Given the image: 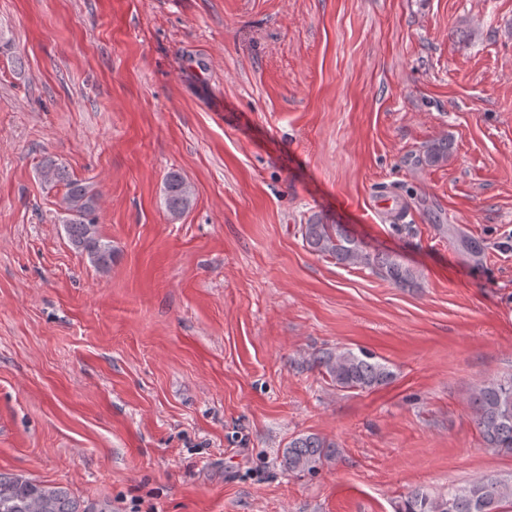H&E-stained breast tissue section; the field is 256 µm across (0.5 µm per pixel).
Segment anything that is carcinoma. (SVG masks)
Returning <instances> with one entry per match:
<instances>
[{
    "label": "carcinoma",
    "mask_w": 512,
    "mask_h": 512,
    "mask_svg": "<svg viewBox=\"0 0 512 512\" xmlns=\"http://www.w3.org/2000/svg\"><path fill=\"white\" fill-rule=\"evenodd\" d=\"M453 143L446 137L425 144L420 162L436 166L448 160ZM47 183L61 184L65 192L61 223L71 245L85 254L100 273L108 272L115 258L112 244L98 231L97 195L84 182L70 176L54 159L41 166ZM162 201L172 217H179L194 202L191 184L178 171L164 181ZM302 240L313 253L344 267L369 269L378 278L399 288H416L419 274L395 252L374 251L342 224L313 219L300 228ZM313 364L340 391H368L386 385L393 377L390 367L371 354L347 347L325 349ZM475 425L485 447L512 453V376L491 379L472 397ZM334 444L318 434L299 435L282 452V467L290 473H315L332 455ZM512 505V478L486 476L465 485H450L435 493L417 488L398 502V512H505ZM0 512H82L80 502L62 486L0 473Z\"/></svg>",
    "instance_id": "carcinoma-1"
}]
</instances>
